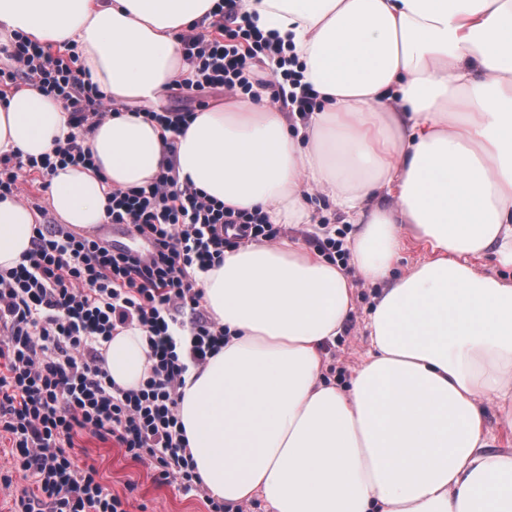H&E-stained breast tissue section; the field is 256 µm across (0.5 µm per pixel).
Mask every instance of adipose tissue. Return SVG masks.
Wrapping results in <instances>:
<instances>
[{
  "instance_id": "obj_1",
  "label": "adipose tissue",
  "mask_w": 512,
  "mask_h": 512,
  "mask_svg": "<svg viewBox=\"0 0 512 512\" xmlns=\"http://www.w3.org/2000/svg\"><path fill=\"white\" fill-rule=\"evenodd\" d=\"M217 0H0V45L24 35L76 46L86 80L119 112L85 134L92 165L57 167L60 223L108 221L113 189L180 184L271 224H310L307 194L352 225L349 264L301 240L246 241L193 271L226 330L191 367L179 419L195 471L227 504L275 512H512V0H237L277 32L320 106L227 95L165 131L130 112L189 76L179 37ZM63 103L30 84L0 97V154L39 157L72 133ZM40 214L0 200V270L21 264ZM421 261L400 267L406 242ZM379 285L370 350L348 383L326 375L358 282ZM117 386L152 371L148 338L117 328L104 352ZM486 421L491 434L496 437L494 446L497 448H493V450H512V432L510 433L504 428L494 410H487Z\"/></svg>"
}]
</instances>
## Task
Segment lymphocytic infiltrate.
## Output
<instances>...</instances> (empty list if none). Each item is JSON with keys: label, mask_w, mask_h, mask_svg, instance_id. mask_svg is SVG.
I'll use <instances>...</instances> for the list:
<instances>
[{"label": "lymphocytic infiltrate", "mask_w": 512, "mask_h": 512, "mask_svg": "<svg viewBox=\"0 0 512 512\" xmlns=\"http://www.w3.org/2000/svg\"><path fill=\"white\" fill-rule=\"evenodd\" d=\"M213 16L217 38L181 37L194 74L178 81L179 90L251 94L263 83L256 64L265 58L277 64L273 85H299L281 41L239 16L236 0H224ZM7 53L13 68L0 79L29 81L61 100L77 131L38 158L0 155L1 199L21 196L30 174L91 163L80 129L112 114L104 93L83 79L75 50L55 56L20 35ZM110 198V223L146 239L147 255L42 224L25 262L0 272V437H8L16 470L34 484L17 498V512H128L94 466L75 465L70 451L82 433L114 441L163 481L187 491L200 484L178 408L189 366L219 352L224 328L204 313L189 270L220 263L241 241L281 235V225L261 213L225 210L169 170ZM186 312L192 320L184 347L177 336ZM134 323L148 332L155 363L139 390L126 391L110 381L102 350L117 327Z\"/></svg>", "instance_id": "f902f5d3"}]
</instances>
